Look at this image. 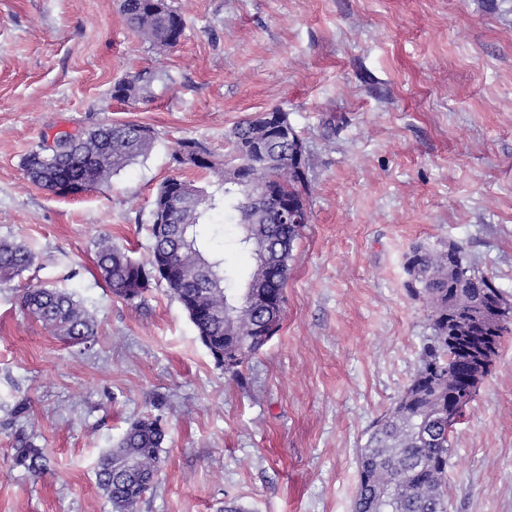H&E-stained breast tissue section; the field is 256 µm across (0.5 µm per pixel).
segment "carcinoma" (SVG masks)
<instances>
[{
  "label": "carcinoma",
  "instance_id": "cac0c4a2",
  "mask_svg": "<svg viewBox=\"0 0 512 512\" xmlns=\"http://www.w3.org/2000/svg\"><path fill=\"white\" fill-rule=\"evenodd\" d=\"M129 26L145 41L176 46L184 34L181 13L166 0H121ZM167 79L163 72L144 69L114 83L112 98L136 103L151 85ZM283 141L269 134L255 118L235 125L230 151L216 188H196V198L182 193L193 184L169 178L160 186L151 213V253L145 268L158 270L138 281L140 270L125 248L109 236L94 242L96 266L109 291L127 302L142 298L151 282L166 283L195 326L198 339L215 363L237 379L240 367L279 331L286 305L285 287L295 244L309 213V163L294 154L297 133L288 128ZM154 143L152 131L139 123L102 124L85 136L61 131L46 156L39 143L23 158L33 183L57 195L76 194L109 184L113 175L144 157ZM288 200L297 219L282 224L280 201ZM238 229L236 249L251 256L245 273L226 263L224 253L197 234L201 224ZM37 254L25 244L0 239V284L29 270ZM274 270L267 292L275 299L268 312L243 306L249 283ZM409 291L422 300L431 334L418 354V366L403 395L374 423L360 450L353 512H447V467L453 427L448 425L452 399L467 393L468 379L491 372L472 368L471 349L495 338L501 345L512 333V305L505 302L492 279L477 274L464 249L452 252L413 251L408 260ZM23 311L72 345H87L95 320L74 295L57 288L30 286L21 293ZM166 440L157 417L130 423L116 445L97 463L96 479L112 504V512H137L155 483ZM13 462L32 475L45 469L47 457L24 429L14 434Z\"/></svg>",
  "mask_w": 512,
  "mask_h": 512
}]
</instances>
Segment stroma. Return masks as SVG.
I'll list each match as a JSON object with an SVG mask.
<instances>
[{
  "label": "stroma",
  "mask_w": 512,
  "mask_h": 512,
  "mask_svg": "<svg viewBox=\"0 0 512 512\" xmlns=\"http://www.w3.org/2000/svg\"><path fill=\"white\" fill-rule=\"evenodd\" d=\"M167 2L186 24L173 48L142 41L120 0H0V239L38 254L0 286V512H112L95 467L144 416L167 437L139 512H352L359 452L431 333L405 287L412 250L462 246L512 303V0ZM147 68L168 81L113 100ZM275 107L306 147L310 221L282 326L238 382L166 284L111 295L93 242L145 261L159 186L214 178L174 169L177 141L223 163L231 128ZM128 121L155 141L108 188L63 197L26 177L43 137ZM30 284L83 302L90 349L20 308ZM21 426L48 458L36 477L12 460ZM447 479L448 512H512V335L455 427ZM169 79L163 72L144 69L114 83L112 98L127 103H136L144 98L155 81Z\"/></svg>",
  "instance_id": "35a3bbf8"
}]
</instances>
